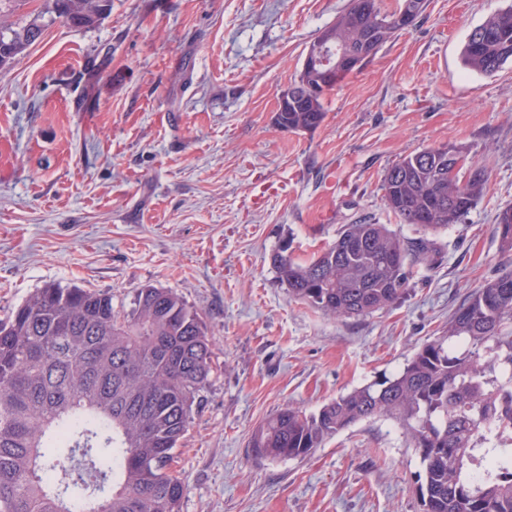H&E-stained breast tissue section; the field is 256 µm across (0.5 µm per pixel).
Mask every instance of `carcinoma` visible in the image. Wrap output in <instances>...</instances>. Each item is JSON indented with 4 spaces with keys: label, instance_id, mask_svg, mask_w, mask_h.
<instances>
[{
    "label": "carcinoma",
    "instance_id": "cac0c4a2",
    "mask_svg": "<svg viewBox=\"0 0 512 512\" xmlns=\"http://www.w3.org/2000/svg\"><path fill=\"white\" fill-rule=\"evenodd\" d=\"M367 0L317 36L363 63L401 31L383 4ZM72 26L91 28L111 0H52ZM461 62L492 76L512 62V6L477 26ZM43 35L32 22L0 34V69ZM329 79L305 68L288 85V111L274 123L312 131ZM439 148L398 160L382 182L386 207L422 233L404 238L384 224H348L336 242L301 260L272 255L288 296L324 315L360 317L407 293L412 266L431 257L429 234L462 221L484 194L483 169L448 177ZM499 246L512 252V207L497 216ZM211 342L199 313L174 291L137 289L121 312L112 293L47 285L0 321V512H180L184 483L171 470L210 375ZM398 423L420 459L421 512H512V272L471 292L448 330L422 345L396 375L341 395L308 414L286 406L254 431L250 447L270 459H301L356 423ZM65 469L62 478L58 468Z\"/></svg>",
    "mask_w": 512,
    "mask_h": 512
}]
</instances>
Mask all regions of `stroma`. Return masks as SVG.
<instances>
[{"label": "stroma", "mask_w": 512, "mask_h": 512, "mask_svg": "<svg viewBox=\"0 0 512 512\" xmlns=\"http://www.w3.org/2000/svg\"><path fill=\"white\" fill-rule=\"evenodd\" d=\"M349 0H112L94 27L50 0H0V32L42 39L0 69V318L49 284L112 294L146 283L197 310L211 373L176 450L181 512H420L419 459L367 419L303 459L248 446L260 422L396 374L476 288L512 271L496 217L512 206V64L462 69L470 31L512 0H428L349 74L311 132L274 123L277 95ZM460 148L488 177L435 233L391 308L332 318L290 299L271 256L305 258L361 219L403 237L384 205L405 155Z\"/></svg>", "instance_id": "35a3bbf8"}]
</instances>
